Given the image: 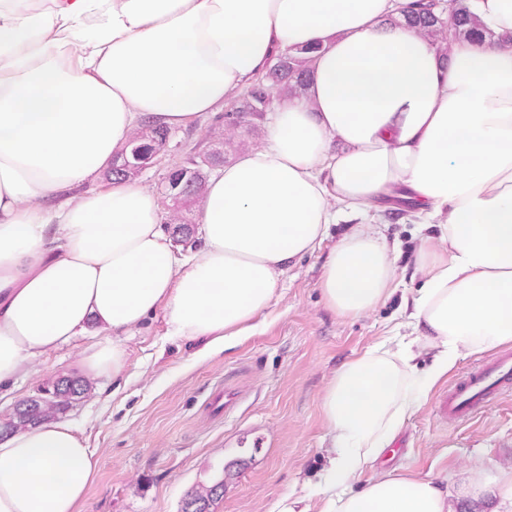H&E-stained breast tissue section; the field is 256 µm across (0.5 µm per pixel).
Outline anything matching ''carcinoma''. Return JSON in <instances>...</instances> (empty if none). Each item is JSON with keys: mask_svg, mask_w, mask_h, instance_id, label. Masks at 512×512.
<instances>
[{"mask_svg": "<svg viewBox=\"0 0 512 512\" xmlns=\"http://www.w3.org/2000/svg\"><path fill=\"white\" fill-rule=\"evenodd\" d=\"M438 5L432 0H420L409 10L408 20L426 35L444 37L446 22L437 15ZM453 35L474 40H492L493 32L487 30L471 14L467 0H451ZM310 50L303 48L288 49L276 53L272 64L262 80L249 85L242 99L233 107L224 111V126L234 128L241 123L245 115L257 117L271 107L276 97L300 96L308 84ZM169 140V129L161 125L146 126V130L136 131L131 139L119 150L117 158L122 159L132 151L148 152ZM207 176L197 172L193 192L172 204L173 213L169 226L176 240L184 244L191 241L195 234V222L183 212L182 207L203 195ZM93 386L76 376H58L45 382L34 395L17 403L12 415L0 423V433L4 434L21 428L34 426L42 421L65 414L75 404L88 398ZM224 496V481L195 489L186 495L182 506L197 505L198 512H211L214 503Z\"/></svg>", "mask_w": 512, "mask_h": 512, "instance_id": "obj_1", "label": "carcinoma"}]
</instances>
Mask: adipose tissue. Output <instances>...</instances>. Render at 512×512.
<instances>
[{
  "mask_svg": "<svg viewBox=\"0 0 512 512\" xmlns=\"http://www.w3.org/2000/svg\"><path fill=\"white\" fill-rule=\"evenodd\" d=\"M411 0H0V390L95 337L86 376L119 377L156 313L223 349L332 224L318 286L355 317L396 290L370 213L406 190L423 234L414 334L343 363L322 400V512H455L431 480L355 481L464 355L512 343V46L405 24ZM311 47L307 92L276 101L263 146L210 179L190 258L153 193L94 188L145 123L182 127ZM433 355L418 371L421 353ZM94 453L70 420L0 435V512H80Z\"/></svg>",
  "mask_w": 512,
  "mask_h": 512,
  "instance_id": "ef3b65f1",
  "label": "adipose tissue"
}]
</instances>
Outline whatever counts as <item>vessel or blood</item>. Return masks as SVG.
<instances>
[{"label":"vessel or blood","mask_w":512,"mask_h":512,"mask_svg":"<svg viewBox=\"0 0 512 512\" xmlns=\"http://www.w3.org/2000/svg\"><path fill=\"white\" fill-rule=\"evenodd\" d=\"M512 386V354H501L461 375L438 402L445 418L463 421L487 407L504 388Z\"/></svg>","instance_id":"1"}]
</instances>
